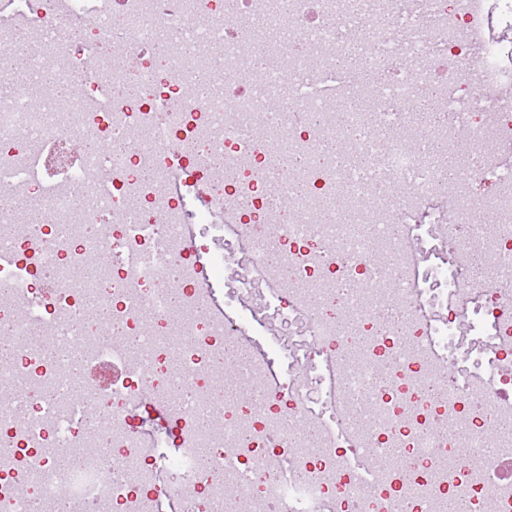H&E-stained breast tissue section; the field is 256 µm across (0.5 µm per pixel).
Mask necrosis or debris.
<instances>
[{
  "instance_id": "1",
  "label": "necrosis or debris",
  "mask_w": 512,
  "mask_h": 512,
  "mask_svg": "<svg viewBox=\"0 0 512 512\" xmlns=\"http://www.w3.org/2000/svg\"><path fill=\"white\" fill-rule=\"evenodd\" d=\"M240 0L251 30L292 28L308 46L338 50L349 39L330 25L337 0ZM374 11L405 29L392 43L384 26L360 42L364 66L391 77L371 107L353 102V71L311 55L268 51L253 70L236 54L237 18L224 0H0V34H31L29 76L0 69V325L24 343L0 360L13 382L21 424L0 426V446L16 449L0 465V512H23L11 493L45 505L59 489L112 512L154 504L158 475L180 512H235L248 500L257 512H448V501L472 508L495 496L512 512V488L496 480L512 458V0H424L423 25L410 0H371ZM78 16L89 36L57 42L53 19ZM484 27L474 52L468 31ZM133 31L113 43L112 31ZM65 60L83 74L84 94L34 105L27 95L48 65ZM478 70L480 97L470 96L456 67ZM447 104V120L423 125L420 100ZM308 118L290 123L289 112ZM413 127L441 143L423 152L401 138L376 141L372 124ZM282 137L287 153L307 160L305 190L291 196L288 169L255 132ZM473 150L464 183L490 188L482 209L448 214L445 152H459V130ZM120 141L105 156L82 150L85 139ZM343 145L347 159L318 163L322 141ZM196 150L180 164L165 157L175 143ZM362 153L380 157L360 171ZM209 180L213 202L197 205ZM398 180L405 198L378 197L369 181ZM290 195L289 205L273 190ZM379 214L403 227L354 233L342 214ZM192 243H185V235ZM490 252L488 283L470 282L462 261ZM177 282L182 299L165 288ZM402 309L386 326L388 304ZM111 308L121 331L145 332L140 354L107 336L94 311ZM208 307L223 321L205 316ZM262 316L267 345L232 361L224 400L204 385L226 346L247 344ZM102 372L90 387L73 360ZM158 380L144 399L146 375ZM107 411L100 426L86 412ZM222 415L221 428L170 431L180 459L129 454L136 412ZM467 423L465 435L445 424ZM319 433L299 434L296 423ZM76 448L78 466L45 457ZM393 450L415 483L400 481L372 451ZM212 475L195 468L199 453ZM367 461L366 474L344 475L346 461ZM307 475L295 479V463Z\"/></svg>"
}]
</instances>
